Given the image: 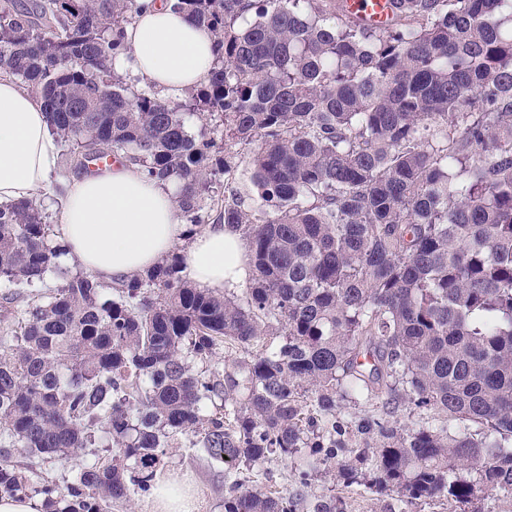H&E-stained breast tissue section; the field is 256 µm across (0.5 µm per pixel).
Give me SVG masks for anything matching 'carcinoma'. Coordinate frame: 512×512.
<instances>
[{
	"label": "carcinoma",
	"mask_w": 512,
	"mask_h": 512,
	"mask_svg": "<svg viewBox=\"0 0 512 512\" xmlns=\"http://www.w3.org/2000/svg\"><path fill=\"white\" fill-rule=\"evenodd\" d=\"M391 2L372 28L343 0H176L217 57L166 99L111 67L138 0H0V60L41 98L64 165L179 178L181 215L238 231L253 268L222 296L176 256L110 290L64 271L42 292L53 225L33 199L0 205V280L21 287L0 298V495L112 512L187 438L224 464V512H348L312 486L332 469L397 494L390 512L512 496V0ZM196 110L221 124L189 133ZM246 148L247 193L228 161ZM364 389L444 419L336 414ZM84 451L64 483L49 474ZM293 457L291 491L250 484Z\"/></svg>",
	"instance_id": "obj_1"
}]
</instances>
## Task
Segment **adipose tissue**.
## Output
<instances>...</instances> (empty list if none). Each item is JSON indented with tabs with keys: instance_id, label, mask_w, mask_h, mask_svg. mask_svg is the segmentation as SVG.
<instances>
[{
	"instance_id": "obj_1",
	"label": "adipose tissue",
	"mask_w": 512,
	"mask_h": 512,
	"mask_svg": "<svg viewBox=\"0 0 512 512\" xmlns=\"http://www.w3.org/2000/svg\"><path fill=\"white\" fill-rule=\"evenodd\" d=\"M126 55L119 72L139 75L169 97L206 83L215 62L210 31L154 0L123 31ZM58 147L42 101L11 75L0 73V203L31 198L48 184ZM182 183L149 179L131 162L83 173L62 182L59 203L64 261L104 282H120L156 266L183 246L182 273L197 288L223 294L244 286L250 275L247 245L224 224H207L186 239L175 205Z\"/></svg>"
}]
</instances>
